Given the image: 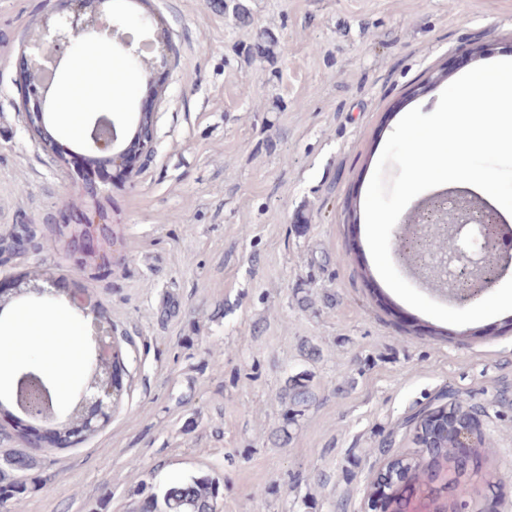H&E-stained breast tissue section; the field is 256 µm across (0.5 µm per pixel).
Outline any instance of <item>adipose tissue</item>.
<instances>
[{"mask_svg":"<svg viewBox=\"0 0 512 512\" xmlns=\"http://www.w3.org/2000/svg\"><path fill=\"white\" fill-rule=\"evenodd\" d=\"M116 67L112 63L103 64L95 72L80 71L73 78L67 94L68 107L63 112V119L73 125H81L83 110L87 101H98L102 106L112 104L111 94L102 92L101 86L112 83ZM58 314L49 313L39 317L29 316L28 313H18L14 319L20 328L19 336L0 337V364L8 365L18 358L27 344H40L46 351L47 360L57 370H65L77 355L74 341L57 336Z\"/></svg>","mask_w":512,"mask_h":512,"instance_id":"adipose-tissue-1","label":"adipose tissue"}]
</instances>
